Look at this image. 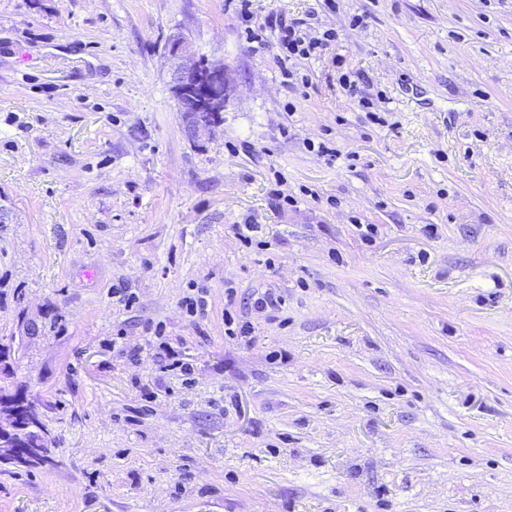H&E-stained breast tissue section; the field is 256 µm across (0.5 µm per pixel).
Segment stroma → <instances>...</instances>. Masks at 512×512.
<instances>
[{
  "mask_svg": "<svg viewBox=\"0 0 512 512\" xmlns=\"http://www.w3.org/2000/svg\"><path fill=\"white\" fill-rule=\"evenodd\" d=\"M235 2L0 0V384L54 438L0 512H512V0H253L338 32L294 91ZM176 36L237 82L200 144Z\"/></svg>",
  "mask_w": 512,
  "mask_h": 512,
  "instance_id": "1",
  "label": "stroma"
}]
</instances>
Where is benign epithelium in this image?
Returning a JSON list of instances; mask_svg holds the SVG:
<instances>
[{
  "label": "benign epithelium",
  "mask_w": 512,
  "mask_h": 512,
  "mask_svg": "<svg viewBox=\"0 0 512 512\" xmlns=\"http://www.w3.org/2000/svg\"><path fill=\"white\" fill-rule=\"evenodd\" d=\"M168 56L172 60L171 88L184 130L189 140L199 143L209 138L213 116L224 111L236 91L233 74L222 61L200 63L194 46L184 37L171 42Z\"/></svg>",
  "instance_id": "benign-epithelium-1"
}]
</instances>
